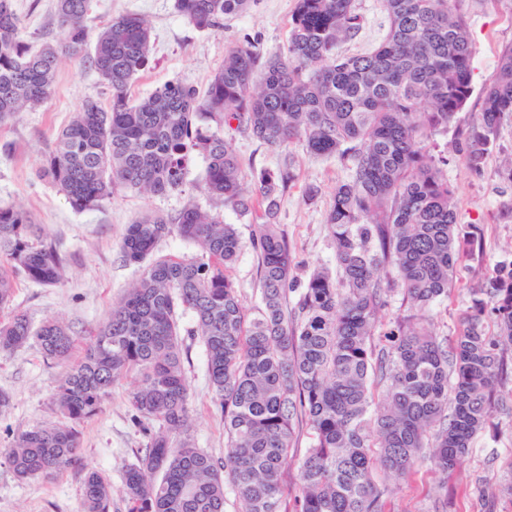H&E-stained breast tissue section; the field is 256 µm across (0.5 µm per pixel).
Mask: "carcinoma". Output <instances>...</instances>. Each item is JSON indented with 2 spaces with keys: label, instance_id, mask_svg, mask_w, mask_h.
I'll list each match as a JSON object with an SVG mask.
<instances>
[{
  "label": "carcinoma",
  "instance_id": "cac0c4a2",
  "mask_svg": "<svg viewBox=\"0 0 512 512\" xmlns=\"http://www.w3.org/2000/svg\"><path fill=\"white\" fill-rule=\"evenodd\" d=\"M93 0H56L63 48L28 42L12 0H0V123L50 98L60 51L93 68L111 89L108 104L87 98L58 135L39 171L77 212L98 209L126 190L156 196L186 185L192 158L207 166L198 188L254 217L259 305L244 307L229 270L244 247L240 231L194 203L174 215L147 214L128 225L120 254L139 276L83 355L58 381L60 420L19 432L0 457L21 479H49L79 460L84 421L128 376L138 424L155 422L137 463L127 467V512H224L225 484L239 512H284L282 472L296 429L309 448L298 461L301 495L292 512H384L388 487L427 460L452 471L485 430L503 385L500 345H512V267L475 292L448 340L423 325V312L448 299L457 266L479 243L457 224L441 164L421 143L472 94L473 45L454 0H382L389 28L364 54L341 56L362 17L355 0H296L287 53L262 59L253 45L232 49L205 93L178 81L133 99L148 64L150 27L137 14L109 20L89 39ZM252 0H174L200 31H218ZM512 116V46L483 94L480 122L464 147L476 169ZM249 134L284 152L258 174L252 195L239 182L233 138ZM314 157L349 156L326 223L336 272L317 268L302 283L275 220L279 194L294 180L290 146ZM177 234L192 256L153 257ZM64 260L40 239L26 211L0 207V311L18 278L56 284ZM401 291L416 313L397 315L374 340L387 297ZM298 294L290 303L289 294ZM207 354L209 384L224 413L218 460L191 438L189 386L179 314ZM496 332H486L485 314ZM68 362L75 332L60 319L34 326L13 312L0 320V353L25 346ZM85 512H111L112 487L97 471L83 477Z\"/></svg>",
  "mask_w": 512,
  "mask_h": 512
}]
</instances>
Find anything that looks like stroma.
I'll return each mask as SVG.
<instances>
[{
    "mask_svg": "<svg viewBox=\"0 0 512 512\" xmlns=\"http://www.w3.org/2000/svg\"><path fill=\"white\" fill-rule=\"evenodd\" d=\"M26 39L38 45L64 38L54 17V0H13ZM294 0H253L241 15L226 18L219 31H199L174 9V0H93L86 18L97 30L112 17L137 13L151 25V64L130 88L132 97H143L172 80L206 90L225 54L235 46L258 44L264 56L284 53ZM363 28L342 43L338 54L351 55L376 46L388 28L380 0H356ZM473 44V92L456 112L447 130L425 140L426 153L447 157L445 173L453 191L457 221L464 231L481 240V248L459 267L446 302L428 313L429 327L437 335L455 336L458 318L471 302V288L487 284L497 269L512 263V179L506 163L512 158V118H505L495 146L479 171L463 160L467 133L478 124L483 92L495 80L501 52L512 46V0H457ZM111 90L102 78L80 60L62 58L54 91L47 104L18 113L0 124V206L29 211L41 237L56 246L65 261V277L53 286L19 280L11 310L28 314L33 323L58 318L81 335L102 325L110 310L137 278L135 267L124 265L119 245L125 229L139 217L173 214L188 203L223 213L237 225L242 238H250L249 218L225 208L222 201L196 188L204 176L205 162L194 157L183 191L146 196L118 191L101 208L77 212L66 197L38 172L57 134L67 125L83 99L108 102ZM240 179L253 188L261 169L275 168L280 153L244 134H236ZM295 158V179L279 197L276 221L292 251L299 280L318 267L335 268L331 229L325 222L338 182L347 178L351 160L315 158L302 144L290 148ZM317 196H309V187ZM184 368L189 382L192 436L197 447L223 458L226 437L224 415L207 378V357L199 337L190 335L191 315L180 321ZM509 373L500 391L506 402L495 405L492 425L478 435L469 454L449 475L421 463L405 479L389 483L386 512H512V496L504 489L512 483V349L503 353ZM63 366L48 362L34 347L0 355V393L9 404L0 409V449L7 448L22 430L55 420L50 397ZM132 379L112 390L102 411L81 426L79 462L51 480L17 478L0 458V512H83L85 470H97L112 486V512H126L124 474L135 463L148 437L133 417L127 396Z\"/></svg>",
    "mask_w": 512,
    "mask_h": 512,
    "instance_id": "stroma-1",
    "label": "stroma"
}]
</instances>
